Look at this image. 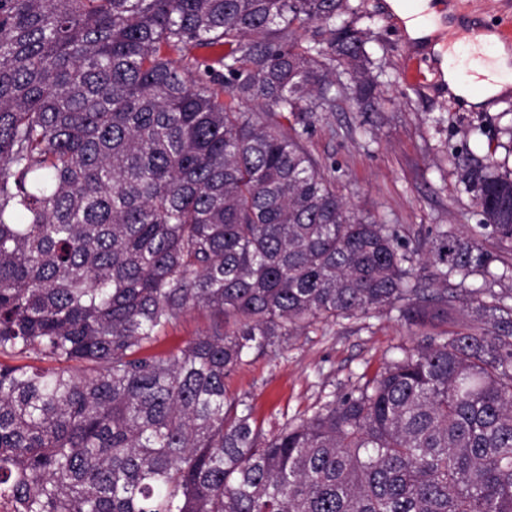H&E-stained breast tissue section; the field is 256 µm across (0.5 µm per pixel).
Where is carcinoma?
<instances>
[{"mask_svg":"<svg viewBox=\"0 0 512 512\" xmlns=\"http://www.w3.org/2000/svg\"><path fill=\"white\" fill-rule=\"evenodd\" d=\"M350 0H0V495L22 512H512V173L428 245L307 149L385 101ZM224 45L199 71L193 50ZM291 117L289 128L281 119ZM459 280L470 325L455 322ZM194 309L206 331L156 347ZM413 348L266 435L225 380L318 321Z\"/></svg>","mask_w":512,"mask_h":512,"instance_id":"obj_1","label":"carcinoma"}]
</instances>
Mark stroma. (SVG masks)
Returning a JSON list of instances; mask_svg holds the SVG:
<instances>
[{"instance_id": "stroma-1", "label": "stroma", "mask_w": 512, "mask_h": 512, "mask_svg": "<svg viewBox=\"0 0 512 512\" xmlns=\"http://www.w3.org/2000/svg\"><path fill=\"white\" fill-rule=\"evenodd\" d=\"M444 3V26L459 33L512 22V0ZM353 5L358 27L368 33L366 49L380 67L386 102L366 114L337 102L305 135L308 149L357 213L396 225L404 238L429 237L439 224L478 223L459 184L458 157L466 151L480 161L491 157L512 171V94L494 99L490 110L465 108L449 95L436 55L409 41L387 0H353ZM411 60L425 75L415 86L403 80ZM475 126L484 130L477 141L470 136ZM418 342L414 329L392 314L319 322L276 352L250 357L227 384L269 434L310 417L360 377H373L399 346Z\"/></svg>"}]
</instances>
